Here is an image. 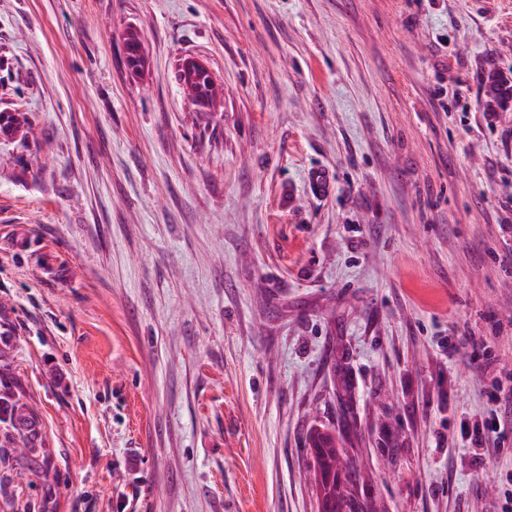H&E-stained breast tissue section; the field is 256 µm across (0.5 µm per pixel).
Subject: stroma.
Wrapping results in <instances>:
<instances>
[{"label": "stroma", "instance_id": "35a3bbf8", "mask_svg": "<svg viewBox=\"0 0 512 512\" xmlns=\"http://www.w3.org/2000/svg\"><path fill=\"white\" fill-rule=\"evenodd\" d=\"M492 73L512 0H0V512H318L317 429L376 512H512ZM491 401L494 407H490L486 416L477 419L472 428L464 429L466 439L474 448H486L488 443H500L508 437L502 420L503 414L507 412L510 416L509 433H512V388L498 389V393L492 395Z\"/></svg>", "mask_w": 512, "mask_h": 512}]
</instances>
